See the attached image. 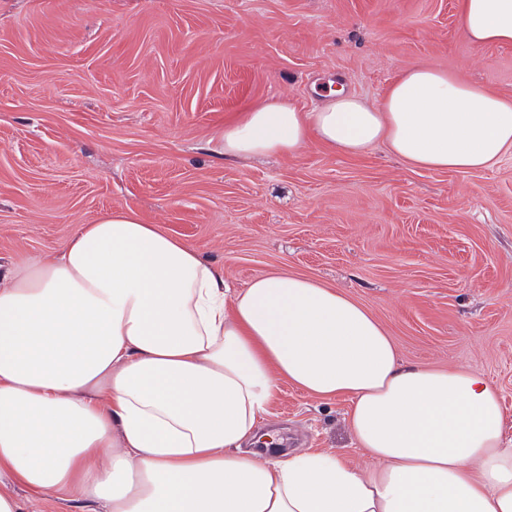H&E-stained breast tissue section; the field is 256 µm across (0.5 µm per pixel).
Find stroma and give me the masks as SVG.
I'll return each mask as SVG.
<instances>
[{
  "label": "stroma",
  "instance_id": "35a3bbf8",
  "mask_svg": "<svg viewBox=\"0 0 512 512\" xmlns=\"http://www.w3.org/2000/svg\"><path fill=\"white\" fill-rule=\"evenodd\" d=\"M416 64L512 98V45L470 44L457 0H0V264L133 207L231 287L288 269L366 307L404 362L483 374L512 437V154L453 172L381 144L220 145L254 103L309 109L338 76L373 104ZM350 408L283 384L260 431L364 468Z\"/></svg>",
  "mask_w": 512,
  "mask_h": 512
}]
</instances>
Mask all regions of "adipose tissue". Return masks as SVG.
Masks as SVG:
<instances>
[{"label": "adipose tissue", "instance_id": "adipose-tissue-1", "mask_svg": "<svg viewBox=\"0 0 512 512\" xmlns=\"http://www.w3.org/2000/svg\"><path fill=\"white\" fill-rule=\"evenodd\" d=\"M458 25L512 44V0H458ZM221 140L228 157L382 143L414 167L486 169L512 154V99L419 64L375 104L341 88L307 111L256 103ZM282 382L349 397L372 466L252 454ZM18 485L100 512H512V442L483 375L403 363L366 308L285 270L227 292L125 207L0 271V512H25Z\"/></svg>", "mask_w": 512, "mask_h": 512}]
</instances>
